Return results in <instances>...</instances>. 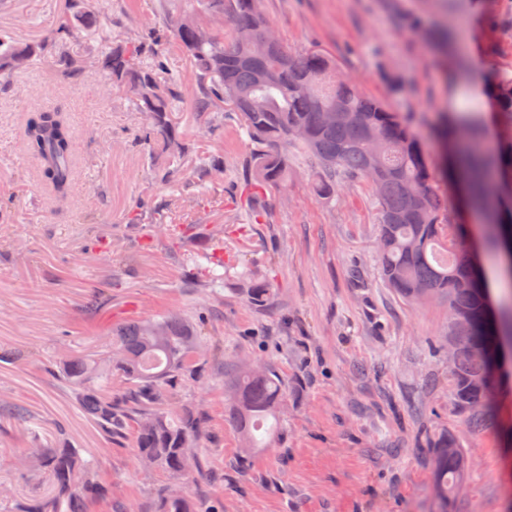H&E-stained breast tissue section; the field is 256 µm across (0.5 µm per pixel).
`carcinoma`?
<instances>
[{"instance_id":"carcinoma-1","label":"carcinoma","mask_w":512,"mask_h":512,"mask_svg":"<svg viewBox=\"0 0 512 512\" xmlns=\"http://www.w3.org/2000/svg\"><path fill=\"white\" fill-rule=\"evenodd\" d=\"M181 2L170 0L174 19L168 37L194 69L196 111L228 107L237 113L251 143L252 179L259 186H282L297 149L309 157L314 192L327 202L336 200L341 185L368 184L377 209L381 275L405 302L426 295L448 304V339L455 342L451 394L458 413L472 427L482 426L500 348L512 341V272L499 266L502 295L498 315L492 316L486 308L485 268L474 264L462 225L447 223L448 197L441 186L442 180L456 182L463 174L467 209L488 218L480 231L481 253L492 262L503 257L512 240V209L501 201V185L512 175V141L485 148L483 118L467 111L436 132L456 150L441 178L431 168L419 133L384 101L341 76L331 57L288 50L273 34L259 0H197L199 8L190 13ZM64 12L63 23L39 40L20 42L0 32V77L48 57L66 81L98 73L106 91L126 92L148 116L149 139L161 144L162 152L181 155L184 145L171 112L183 93L166 76V40L134 33L84 58L59 54L58 43L112 23V13L95 0H65ZM397 24L445 54L455 38L452 29L427 28L418 17L399 15ZM384 80L391 94L408 92L401 75L389 72ZM486 91L512 123V69L493 74ZM336 110L349 118L327 121V113ZM22 138L41 184L58 197L67 196L76 143L64 113L29 110ZM210 263L204 269L210 281L229 276L223 259L212 257ZM244 294L249 304L264 307L273 289L251 280ZM110 340L107 358H66L59 363V378L107 440L132 432L136 457L163 480L148 512H214L179 490L192 474L202 420L193 405L173 406L167 400L180 381L198 374L199 327L174 312L119 324ZM114 379L122 383L115 396ZM226 387L230 418L244 448L250 454L262 451L255 431L280 416L285 388L279 375L271 368L241 365ZM429 447L435 455L437 512H448V501L467 474L466 455L448 432L430 440ZM25 454L26 471L46 477L50 492L18 505L17 512H90L92 501L112 497L99 467L77 448L34 442Z\"/></svg>"}]
</instances>
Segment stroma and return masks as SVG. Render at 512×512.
<instances>
[{"mask_svg":"<svg viewBox=\"0 0 512 512\" xmlns=\"http://www.w3.org/2000/svg\"><path fill=\"white\" fill-rule=\"evenodd\" d=\"M63 0H8L0 28L20 41L58 23ZM273 31L295 53L331 56L367 95L382 99L421 134L433 168L444 148L432 131L452 111L479 110L491 145L512 127L488 99L447 82L446 60L400 30L394 14L453 27L455 48L488 75L512 67V0H260ZM154 26L169 30L162 0H112V23L67 44L82 55L105 39ZM399 72L410 91L394 96L383 79ZM99 75L60 80L38 60L0 82V396L25 410L0 419V486L15 500L47 495L26 477L20 453L34 439H61L94 459L112 485L111 500L91 512L149 507L159 481L138 466L132 436L106 441L52 373L59 360L109 353L112 324L176 311L195 321L206 343L200 374L185 379L182 400L200 412L206 436L202 469L181 486L220 512H437L433 451L427 438L456 435L469 477L448 512H512V357L500 367L489 418L478 429L458 414L448 380V308L413 306L384 282L376 259L377 211L365 183L344 185L335 201L313 192L311 165L290 162L288 183L263 190L266 212L251 220L239 201L251 179V146L235 113L223 125L184 97L172 114L186 152L177 161L149 151L147 123L122 91L103 95ZM61 110L76 142L67 199L40 185L22 131L31 108ZM224 164L220 184L200 167ZM140 206L139 223L129 211ZM193 225L175 241L158 234L155 210ZM224 227V282L193 279L208 265L214 225ZM261 276L275 297L255 307L239 290V272ZM105 294L91 311V296ZM268 365L286 386L282 428L269 448L240 457L224 380L238 361Z\"/></svg>","mask_w":512,"mask_h":512,"instance_id":"stroma-1","label":"stroma"}]
</instances>
